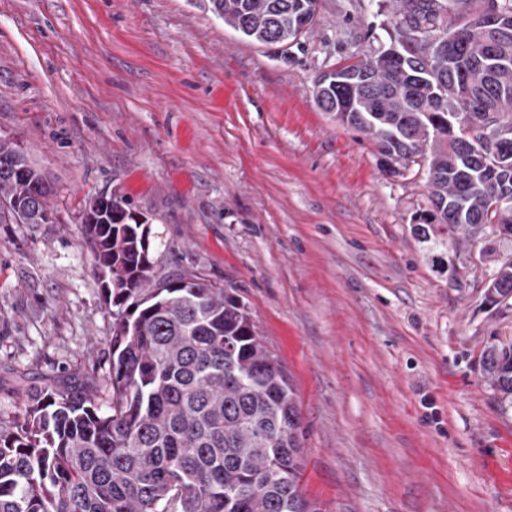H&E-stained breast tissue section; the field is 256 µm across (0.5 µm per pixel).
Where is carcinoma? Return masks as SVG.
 I'll return each instance as SVG.
<instances>
[{
  "label": "carcinoma",
  "mask_w": 512,
  "mask_h": 512,
  "mask_svg": "<svg viewBox=\"0 0 512 512\" xmlns=\"http://www.w3.org/2000/svg\"><path fill=\"white\" fill-rule=\"evenodd\" d=\"M224 26L264 46H302L317 0H207ZM389 44L321 73L318 107L377 145L392 172L427 168L430 208L414 234L446 246L512 237V143L464 148L467 127L512 136V0H401ZM54 188L17 142L0 137V217L53 224ZM110 224H85L112 305L108 371L100 362L30 390L0 422V512H321L303 496L300 420L288 378L248 308L198 277L158 279L150 228L123 199ZM512 297V260L485 299ZM480 372L512 409V342L493 341Z\"/></svg>",
  "instance_id": "obj_1"
}]
</instances>
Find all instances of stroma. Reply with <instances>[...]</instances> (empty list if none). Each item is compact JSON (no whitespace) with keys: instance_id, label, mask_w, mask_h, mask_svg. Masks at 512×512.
Masks as SVG:
<instances>
[{"instance_id":"obj_1","label":"stroma","mask_w":512,"mask_h":512,"mask_svg":"<svg viewBox=\"0 0 512 512\" xmlns=\"http://www.w3.org/2000/svg\"><path fill=\"white\" fill-rule=\"evenodd\" d=\"M319 0L274 53L205 0H0V136L55 193V223H0V419L105 361L109 307L82 231L116 195L157 276L238 296L300 412V487L322 512H512V412L478 360L512 339L486 288L512 238L420 241L427 173L317 106L316 77L370 55L393 11Z\"/></svg>"}]
</instances>
